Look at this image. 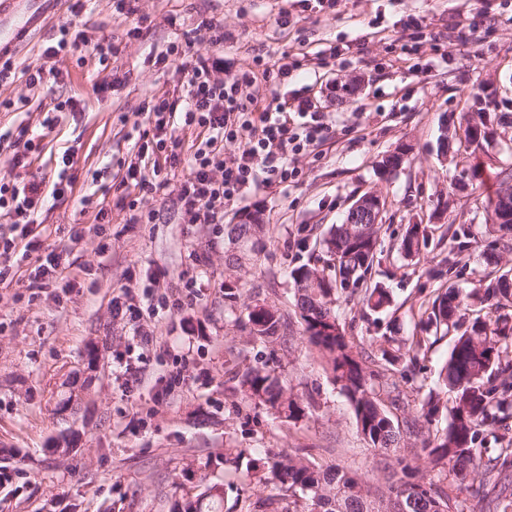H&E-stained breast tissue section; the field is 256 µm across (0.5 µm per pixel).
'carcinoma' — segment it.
Returning a JSON list of instances; mask_svg holds the SVG:
<instances>
[{
    "label": "carcinoma",
    "instance_id": "1",
    "mask_svg": "<svg viewBox=\"0 0 512 512\" xmlns=\"http://www.w3.org/2000/svg\"><path fill=\"white\" fill-rule=\"evenodd\" d=\"M482 127L480 141L494 134ZM464 141L472 145L471 116L461 124ZM266 234L264 224H236L226 232L231 257L237 261L255 250ZM427 227L408 225L400 252L411 259L427 244ZM324 243L335 257L334 274L327 275L309 264L292 269L294 302L302 335L332 374L334 383L352 407L357 431L370 447L396 453L400 472L383 486L339 466L322 468L311 461L274 448L224 449V464L246 462L262 486L274 485L277 494L243 503L238 512H466L464 484L468 476L478 482L483 512H512V315L501 314L504 302L512 303V269L495 277L476 296L480 304L471 315L461 313V294L447 288L421 303L415 334L405 352L383 343L357 348L346 334L336 308L340 295L351 284L365 281L377 254V226L336 224ZM389 302L386 291L367 287L362 304L370 310ZM245 328L253 340L266 344L280 338L284 314L266 304L247 307ZM456 341L439 378L455 393L448 402L431 389L421 394L417 377L425 352L449 333ZM390 405L405 410L394 422L380 392ZM242 399L263 406L286 421L297 420L305 407L288 395L278 377L263 367L251 366L239 378ZM446 426L432 428L440 417ZM423 457L424 464L416 458ZM225 493L213 483L193 498L182 500L178 512H222Z\"/></svg>",
    "mask_w": 512,
    "mask_h": 512
}]
</instances>
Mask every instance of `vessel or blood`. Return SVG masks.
I'll return each mask as SVG.
<instances>
[{"mask_svg":"<svg viewBox=\"0 0 512 512\" xmlns=\"http://www.w3.org/2000/svg\"><path fill=\"white\" fill-rule=\"evenodd\" d=\"M56 5L57 0H0V59L13 54Z\"/></svg>","mask_w":512,"mask_h":512,"instance_id":"obj_1","label":"vessel or blood"}]
</instances>
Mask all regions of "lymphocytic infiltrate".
I'll return each mask as SVG.
<instances>
[{"label": "lymphocytic infiltrate", "mask_w": 512, "mask_h": 512, "mask_svg": "<svg viewBox=\"0 0 512 512\" xmlns=\"http://www.w3.org/2000/svg\"><path fill=\"white\" fill-rule=\"evenodd\" d=\"M85 51L98 62H106L114 45L91 42L85 35L60 38L48 46L44 60L25 66L21 74L28 89L41 88L59 79L56 68L46 67V60ZM174 59L183 77V90L175 98L154 97L143 102L152 126V143H141L126 166L125 181L137 188L141 197L163 194L169 180L163 176L164 166H177L181 160V140L167 136L170 128L194 132L198 140L188 161L190 173L178 195L187 223L219 224L226 203L243 199L259 187H288L297 182L301 171L295 158L314 152L333 128L330 113L321 111L310 98L300 99L296 109L287 102L271 103L247 95V87L256 84H282L291 72L300 69V61L281 65L239 70L224 77L221 60L204 54H187L179 43H170L158 62ZM233 143V153H225V143ZM163 155L164 161L145 168L147 155ZM72 181L56 182L52 190H44L36 182H0V211L10 223L20 228L19 237L26 252L37 253L29 278L35 287L56 282L61 275L60 256L56 252L40 254L41 242L35 229L36 216L46 197H61L72 190Z\"/></svg>", "instance_id": "lymphocytic-infiltrate-1"}]
</instances>
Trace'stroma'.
I'll return each mask as SVG.
<instances>
[{
  "instance_id": "1",
  "label": "stroma",
  "mask_w": 512,
  "mask_h": 512,
  "mask_svg": "<svg viewBox=\"0 0 512 512\" xmlns=\"http://www.w3.org/2000/svg\"><path fill=\"white\" fill-rule=\"evenodd\" d=\"M61 3L14 59L0 81V100L28 96L25 106L0 107V129L24 126L41 153L22 171L27 180L53 185L54 158L75 152L72 193L50 201L37 216L43 252L62 254L67 288H33L18 253L0 256L11 280L0 284V468L11 475L0 485V512H175V503L204 484H230L241 498L259 493L246 467L228 468V448H304L321 465L336 464L383 481L393 453L373 450L357 433L352 409L329 370L302 337L295 313L291 268L325 257L320 240L341 223L353 200L378 190L385 209L371 280L391 291L380 322L360 317L361 294L339 305L348 335L371 338L393 330L398 340L414 333L411 311L418 300L453 286L470 292L512 266V251L485 207L500 188L499 173L512 167V0H140L142 34L115 14L112 0ZM289 9L288 24L279 14ZM483 21L475 40L462 42L471 19ZM223 26V46L207 41L203 26ZM92 40L114 43L117 53L101 68L68 55L57 64L62 79L29 95L23 67L54 44L62 25ZM192 42L202 53L235 67L254 58L285 57L338 47L335 90L321 89L315 61L294 72L288 85L260 86L266 99L319 92L324 111L336 119L319 154L298 156L303 175L286 191L259 189L226 204L220 224H188L175 194L187 165L169 173L172 191L143 201L149 224L129 223L119 201L128 196L120 162L131 155L147 124L139 108L152 96L176 97L182 77L175 64L156 63L172 41ZM112 87L96 89L103 79ZM81 95V116L53 112L54 101ZM481 110L497 128L481 146L455 143L443 158L438 140L463 115ZM413 150L403 167L378 177L376 167L396 147ZM92 205H84V197ZM104 219H96L97 210ZM246 209H258L267 225L264 248L243 265L229 264L225 225ZM442 225L465 232L467 247L423 249L404 258L399 239L409 224ZM82 225L81 239L70 237ZM453 267L437 269L443 257ZM160 286L149 289L150 275ZM242 288L235 311L224 307V289ZM142 307L139 320L114 318V297ZM178 299L179 313H151L160 298ZM274 306L290 324L287 343H275L270 366L289 395L306 401L305 415L285 422L245 403L229 379L231 364L255 365L257 350L240 327L246 308ZM156 338L143 351L138 339ZM148 361L140 385L125 389L119 360ZM185 381L159 398L156 381L172 370Z\"/></svg>"
}]
</instances>
